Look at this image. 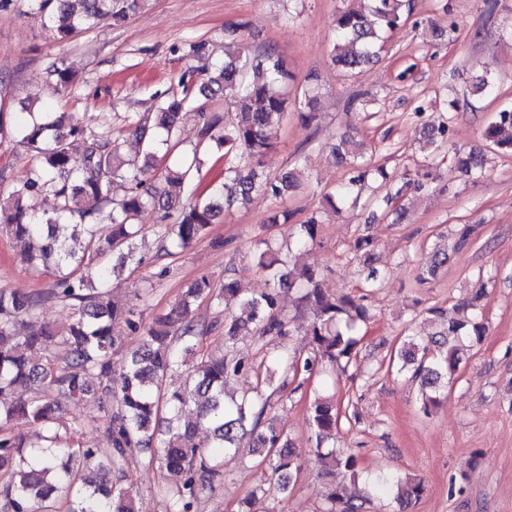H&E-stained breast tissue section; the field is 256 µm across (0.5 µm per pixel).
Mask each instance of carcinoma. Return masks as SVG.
<instances>
[{
    "label": "carcinoma",
    "instance_id": "obj_1",
    "mask_svg": "<svg viewBox=\"0 0 512 512\" xmlns=\"http://www.w3.org/2000/svg\"><path fill=\"white\" fill-rule=\"evenodd\" d=\"M36 10L52 23L61 39L77 29L105 19L124 20L136 13L144 0H32ZM367 10L350 9L336 15V42L332 63L354 73L378 57L381 34L396 29L411 10V0H368ZM49 74L68 87L75 77L71 67L54 65ZM293 76L282 59L267 51L246 52L232 45L224 61L215 65L206 80L186 73L179 79L182 97L164 98L156 112L136 119L129 133L142 144L141 160L121 153L123 131L99 132L62 112L52 122L31 118L0 135H16L40 160L38 169L0 199V233L25 245L23 260L56 270L52 288L28 295L0 289V512H138L126 492L112 481V469L136 449L154 443L162 447L158 458L167 477L160 493L173 503L174 512H198L203 492L224 476V455L246 441L267 477L244 499L246 509L272 492L285 493L298 469L288 434L268 418L270 383L250 382L254 367L240 353L239 336L263 339L290 332L281 313L278 289L298 287L301 301L312 309L311 349L303 356L278 353L269 364L276 370L312 377L326 365L345 370L356 356L357 329L371 319L366 297L332 296L320 286V273L311 266L298 273L289 269L291 248L261 239L255 243L257 266L272 283L258 295L244 296L238 283L217 284L202 273L183 298L148 324L133 307L115 303L109 293L112 273L142 264L136 247L143 225L134 220L152 210L159 214L156 234L163 255L185 250L208 234L216 217L246 204L262 191L278 200L295 189L296 169L274 178L258 171L261 157L277 142L281 122L288 115V81ZM231 89L237 93L236 110L220 118L199 109L195 148L216 149L237 159L224 168V182L208 193L183 204L173 191L187 185L198 158L188 164L167 165L165 157L176 147L175 126L183 105L199 93L204 98ZM293 104L305 125L315 118L317 79L295 91ZM483 137L504 153L512 152V110L496 114ZM82 142L75 154L72 142ZM330 155L353 170L336 194L324 196L326 207L336 210V199L360 193L369 179L391 182L383 166L366 158L356 143L342 139ZM486 156L456 151L455 169L467 176L482 173ZM131 184L129 194L103 213L112 183ZM51 194L57 200L53 216L36 222L24 200ZM319 221L310 216L293 225L294 244L316 240ZM483 290L456 305L457 317L449 320L442 310L429 314L439 329L420 342L409 341L390 357L398 372L408 371L421 387V409L430 413L440 402L441 391L460 370L465 341L486 331L480 302ZM69 302L74 318L59 329L38 320V310L48 301ZM224 308V318H201L195 306L203 301ZM28 318L29 330L15 331ZM224 332L225 354L217 357L204 349V339ZM126 332L137 333V349L121 361L114 356ZM179 374L177 386L168 378ZM236 378L245 381L237 397H226L224 385ZM93 403L104 413L110 447H82L78 437L86 425L81 416L67 415V407ZM22 421L38 430L36 439L16 433ZM336 405L315 399L309 407V425L327 439L339 427ZM328 467L356 471L355 454L330 450L322 455ZM375 493L397 490L403 506L419 500L425 487L417 478L376 474L368 478Z\"/></svg>",
    "mask_w": 512,
    "mask_h": 512
}]
</instances>
